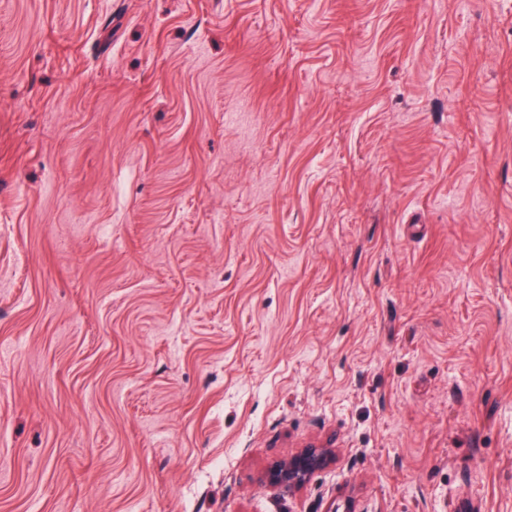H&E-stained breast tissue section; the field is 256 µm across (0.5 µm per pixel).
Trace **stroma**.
<instances>
[{"label": "stroma", "mask_w": 512, "mask_h": 512, "mask_svg": "<svg viewBox=\"0 0 512 512\" xmlns=\"http://www.w3.org/2000/svg\"><path fill=\"white\" fill-rule=\"evenodd\" d=\"M332 507L512 512V0H0V512ZM336 458L334 448H303L288 460L277 461L264 474L273 488H301L317 470L325 468Z\"/></svg>", "instance_id": "obj_1"}]
</instances>
